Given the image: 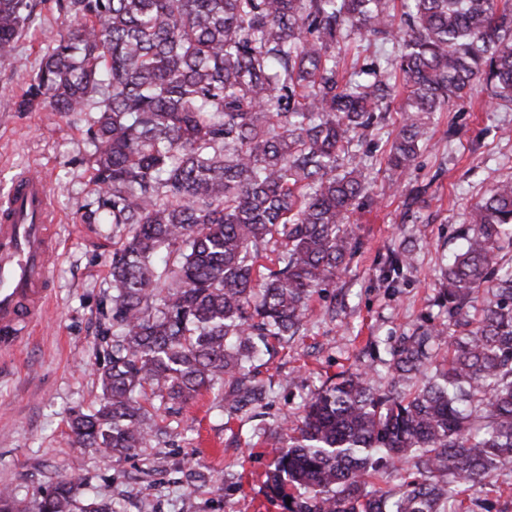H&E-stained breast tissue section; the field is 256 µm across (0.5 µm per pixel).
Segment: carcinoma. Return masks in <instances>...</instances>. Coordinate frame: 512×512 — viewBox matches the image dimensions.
Instances as JSON below:
<instances>
[{
  "label": "carcinoma",
  "mask_w": 512,
  "mask_h": 512,
  "mask_svg": "<svg viewBox=\"0 0 512 512\" xmlns=\"http://www.w3.org/2000/svg\"><path fill=\"white\" fill-rule=\"evenodd\" d=\"M54 0L71 26L47 47L16 112L96 111V187L83 224H121L112 344L97 408L68 420L103 458L144 447L160 406L211 389L233 416L266 391L247 364L299 333L308 304L356 252L353 203L373 200L350 151L403 98L385 155L415 167L424 117L480 85L512 106V0ZM44 0H0V65ZM392 45L401 84L366 62L338 78L344 43ZM440 268V313L390 342V387L366 365L327 380L281 427L267 485L282 512H503L461 487L512 467V179L471 206ZM278 268L257 266L271 242ZM414 249L389 250L400 276ZM447 355L432 365L433 346ZM385 483L374 488V480ZM0 512H114L62 478Z\"/></svg>",
  "instance_id": "cac0c4a2"
}]
</instances>
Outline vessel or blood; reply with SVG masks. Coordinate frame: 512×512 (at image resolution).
Here are the masks:
<instances>
[{"label":"vessel or blood","instance_id":"b4317fda","mask_svg":"<svg viewBox=\"0 0 512 512\" xmlns=\"http://www.w3.org/2000/svg\"><path fill=\"white\" fill-rule=\"evenodd\" d=\"M56 215L42 178L16 174L0 195V346H14L43 315L57 254Z\"/></svg>","mask_w":512,"mask_h":512}]
</instances>
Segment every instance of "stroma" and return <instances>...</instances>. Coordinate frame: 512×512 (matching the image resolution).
<instances>
[{
  "instance_id": "stroma-1",
  "label": "stroma",
  "mask_w": 512,
  "mask_h": 512,
  "mask_svg": "<svg viewBox=\"0 0 512 512\" xmlns=\"http://www.w3.org/2000/svg\"><path fill=\"white\" fill-rule=\"evenodd\" d=\"M42 13L41 26L20 38L15 62L0 65V191L21 171L43 176L62 247L51 264L44 318L13 349L0 350V489L27 500L57 478L75 476L85 497L109 499L116 512H281L264 485L273 463L267 440L340 371L370 363L375 384L386 386L387 369L372 362L367 346L436 312L441 257L458 246L472 200L512 177V110L479 87L464 105L432 113L416 166L397 186L388 183L383 156L399 114L387 112L357 154L376 195L354 204L357 251L312 297L305 330L272 342L253 362L268 389L262 407L231 418L214 392H202L167 413L168 434L111 462L75 444L67 421L101 396L99 353L112 310L109 256L123 234L79 221V207L95 196L85 115L13 109L42 51L69 26L51 7ZM403 241L415 246V266L385 280L387 252Z\"/></svg>"
}]
</instances>
